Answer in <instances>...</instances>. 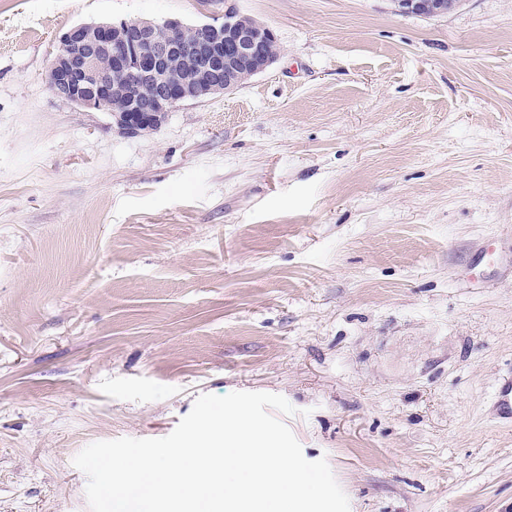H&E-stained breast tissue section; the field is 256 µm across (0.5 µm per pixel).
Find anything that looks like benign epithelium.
I'll return each instance as SVG.
<instances>
[{
    "mask_svg": "<svg viewBox=\"0 0 512 512\" xmlns=\"http://www.w3.org/2000/svg\"><path fill=\"white\" fill-rule=\"evenodd\" d=\"M394 7L401 14L447 12L446 0H394ZM185 28L178 18L73 25L52 59L50 89L74 105L108 112L123 133L141 134L188 98L233 91L279 56L268 47L274 32L241 22L232 9L219 25L192 27V41L182 37ZM175 58L186 61L185 75L170 71Z\"/></svg>",
    "mask_w": 512,
    "mask_h": 512,
    "instance_id": "1",
    "label": "benign epithelium"
}]
</instances>
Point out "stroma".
Instances as JSON below:
<instances>
[{
	"label": "stroma",
	"mask_w": 512,
	"mask_h": 512,
	"mask_svg": "<svg viewBox=\"0 0 512 512\" xmlns=\"http://www.w3.org/2000/svg\"><path fill=\"white\" fill-rule=\"evenodd\" d=\"M230 7L280 58L147 134L49 87L74 24ZM510 376L512 0H0V512L235 391L350 512H512ZM397 13L401 14H426L445 15L447 2L445 0H394Z\"/></svg>",
	"instance_id": "stroma-1"
}]
</instances>
